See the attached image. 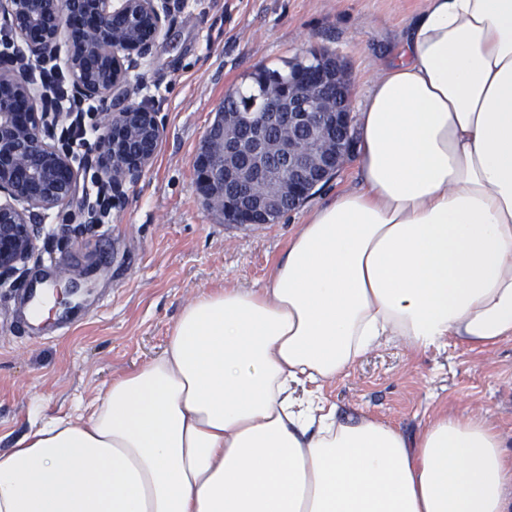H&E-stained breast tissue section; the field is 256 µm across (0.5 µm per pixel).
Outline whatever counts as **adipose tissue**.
<instances>
[{
	"label": "adipose tissue",
	"instance_id": "1",
	"mask_svg": "<svg viewBox=\"0 0 512 512\" xmlns=\"http://www.w3.org/2000/svg\"><path fill=\"white\" fill-rule=\"evenodd\" d=\"M357 140L359 188L310 212L263 287L202 294L87 421L0 452V512H512L486 420L411 440L323 396L383 339L512 338V0H425Z\"/></svg>",
	"mask_w": 512,
	"mask_h": 512
}]
</instances>
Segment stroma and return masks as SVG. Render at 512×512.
Here are the masks:
<instances>
[{"mask_svg": "<svg viewBox=\"0 0 512 512\" xmlns=\"http://www.w3.org/2000/svg\"><path fill=\"white\" fill-rule=\"evenodd\" d=\"M424 0H171L167 34L128 74L121 100L157 114L162 138L138 183L112 200L106 224L73 207L37 218L43 233L26 270L0 287V451L46 417L88 414L112 379L148 364L183 309L227 285L259 287L309 212L359 185L352 159L278 223H225L195 184L193 159L224 101L260 64L315 47L348 66L360 106ZM87 281L67 335L46 318L22 333L21 297L38 278ZM325 396L343 414L375 417L417 437L438 412L477 415L512 441V339L476 352L456 342L422 351L381 344Z\"/></svg>", "mask_w": 512, "mask_h": 512, "instance_id": "stroma-1", "label": "stroma"}]
</instances>
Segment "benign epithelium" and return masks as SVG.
I'll use <instances>...</instances> for the list:
<instances>
[{
    "mask_svg": "<svg viewBox=\"0 0 512 512\" xmlns=\"http://www.w3.org/2000/svg\"><path fill=\"white\" fill-rule=\"evenodd\" d=\"M169 12V0H0L17 55L46 58L68 43L77 92L106 105L121 95L135 60L149 55L165 34ZM311 53L319 66L301 69L288 85L273 88L268 105L249 121L247 135L211 131L209 152L194 159L199 181L239 182L238 197L224 203L235 224L271 223L284 210L286 196L304 198L330 181L352 149L345 131L353 112L340 107L350 87L347 69L326 65L318 49ZM107 116L98 167L119 192L136 184L151 164L161 129L146 108H111ZM48 124L50 115L39 111L26 76L0 70V195L8 198L0 204V285L26 266L42 234L35 216L69 205L77 192L72 163L43 134ZM269 126L307 127L314 137L302 143L288 136L280 149L281 167L274 171L266 164ZM53 287L64 305L81 291L70 279Z\"/></svg>",
    "mask_w": 512,
    "mask_h": 512,
    "instance_id": "benign-epithelium-1",
    "label": "benign epithelium"
}]
</instances>
